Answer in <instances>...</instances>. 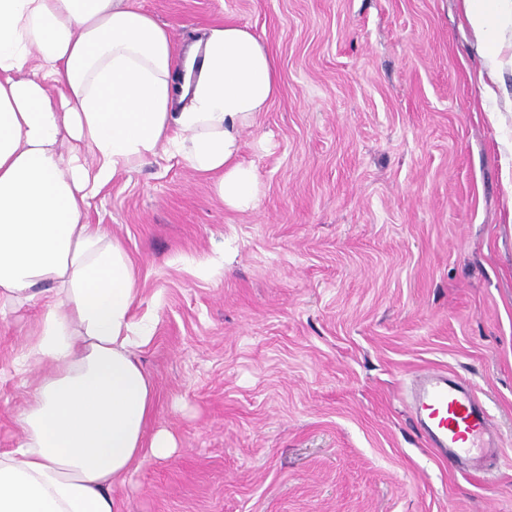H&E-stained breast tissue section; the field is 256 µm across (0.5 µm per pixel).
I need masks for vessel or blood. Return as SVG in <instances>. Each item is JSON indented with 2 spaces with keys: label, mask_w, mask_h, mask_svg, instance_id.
<instances>
[{
  "label": "vessel or blood",
  "mask_w": 512,
  "mask_h": 512,
  "mask_svg": "<svg viewBox=\"0 0 512 512\" xmlns=\"http://www.w3.org/2000/svg\"><path fill=\"white\" fill-rule=\"evenodd\" d=\"M409 408L418 417L428 443L448 459L478 455L491 445L488 412L479 405L470 385L450 380L447 372H423Z\"/></svg>",
  "instance_id": "obj_1"
}]
</instances>
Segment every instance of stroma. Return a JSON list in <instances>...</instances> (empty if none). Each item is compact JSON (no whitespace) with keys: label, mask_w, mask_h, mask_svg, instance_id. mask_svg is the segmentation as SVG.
Here are the masks:
<instances>
[{"label":"stroma","mask_w":512,"mask_h":512,"mask_svg":"<svg viewBox=\"0 0 512 512\" xmlns=\"http://www.w3.org/2000/svg\"><path fill=\"white\" fill-rule=\"evenodd\" d=\"M140 3L180 50L248 26L280 93L242 135L256 210L163 154L91 201L136 262L150 427L178 442L114 490L120 512H512V114L485 117L463 0ZM39 312L0 316L1 450ZM427 368L472 385L494 462L427 445L406 401Z\"/></svg>","instance_id":"35a3bbf8"}]
</instances>
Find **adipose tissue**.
Returning <instances> with one entry per match:
<instances>
[{
	"mask_svg": "<svg viewBox=\"0 0 512 512\" xmlns=\"http://www.w3.org/2000/svg\"><path fill=\"white\" fill-rule=\"evenodd\" d=\"M485 98L506 88L512 0H464ZM58 95H50V87ZM275 55L227 23L176 52L139 0H0V314L40 303L21 351L42 367L0 450V512H119L113 497L146 460L172 456L147 432L156 394L136 357L135 263L89 223L90 201L165 154L231 211L254 209L241 135L277 97Z\"/></svg>",
	"mask_w": 512,
	"mask_h": 512,
	"instance_id": "obj_1",
	"label": "adipose tissue"
}]
</instances>
